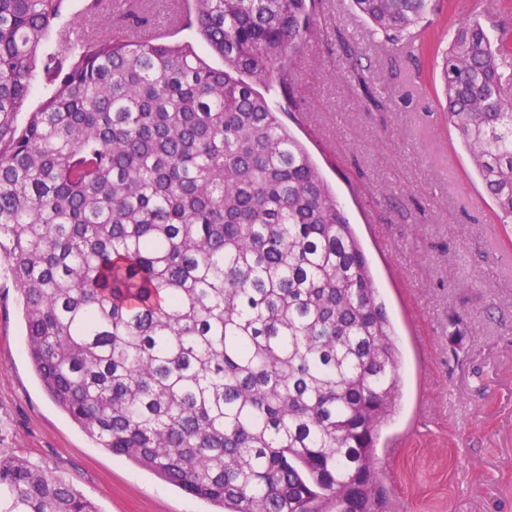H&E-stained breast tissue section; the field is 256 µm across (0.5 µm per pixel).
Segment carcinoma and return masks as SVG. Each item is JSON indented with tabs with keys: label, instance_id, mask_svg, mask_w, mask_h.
<instances>
[{
	"label": "carcinoma",
	"instance_id": "cac0c4a2",
	"mask_svg": "<svg viewBox=\"0 0 512 512\" xmlns=\"http://www.w3.org/2000/svg\"><path fill=\"white\" fill-rule=\"evenodd\" d=\"M318 0H192L223 67L171 35L68 31L0 0V264L42 386L96 445L219 512H389L375 468L399 351L336 193L282 116ZM366 35L440 69L448 122L512 227V96L491 15L428 39L441 0H351ZM349 72L377 111L356 44ZM49 88L18 128L35 82ZM0 512H99L0 448Z\"/></svg>",
	"mask_w": 512,
	"mask_h": 512
}]
</instances>
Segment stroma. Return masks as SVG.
<instances>
[{
  "label": "stroma",
  "mask_w": 512,
  "mask_h": 512,
  "mask_svg": "<svg viewBox=\"0 0 512 512\" xmlns=\"http://www.w3.org/2000/svg\"><path fill=\"white\" fill-rule=\"evenodd\" d=\"M512 31V0H456L435 31L473 10ZM179 0H100L74 26L105 36L132 15L175 27ZM350 0H321L318 35L290 70L285 123L335 190L365 249L401 351V397L376 456L392 512H512V232L443 110L438 70L369 41ZM357 43L383 110L361 97L339 39ZM0 448L52 471L99 512H215L98 447L53 402L26 353L19 294L0 269Z\"/></svg>",
  "instance_id": "obj_1"
}]
</instances>
